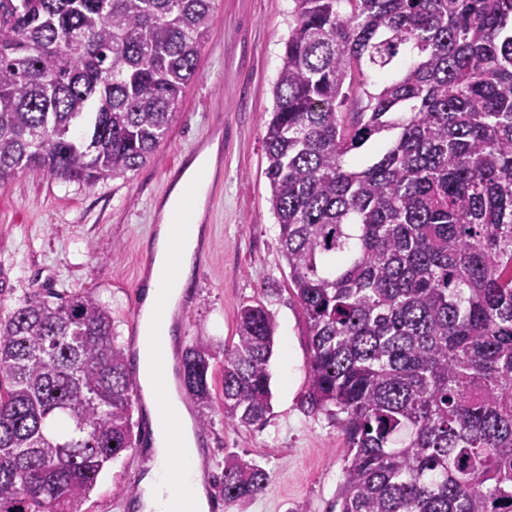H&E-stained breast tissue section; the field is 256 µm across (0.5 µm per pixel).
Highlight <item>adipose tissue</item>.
I'll return each instance as SVG.
<instances>
[{"label":"adipose tissue","mask_w":512,"mask_h":512,"mask_svg":"<svg viewBox=\"0 0 512 512\" xmlns=\"http://www.w3.org/2000/svg\"><path fill=\"white\" fill-rule=\"evenodd\" d=\"M216 148L207 149L184 173L170 200L153 244L149 286L143 301L139 371L146 395L159 420L155 432L154 461L142 484V512H208L200 459L189 415L173 388L158 377L159 355L168 352L173 312L193 276V253L200 237L198 223L210 183L211 160ZM175 418L180 447L170 442L167 418Z\"/></svg>","instance_id":"adipose-tissue-1"}]
</instances>
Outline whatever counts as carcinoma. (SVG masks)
Returning a JSON list of instances; mask_svg holds the SVG:
<instances>
[{"instance_id":"carcinoma-1","label":"carcinoma","mask_w":512,"mask_h":512,"mask_svg":"<svg viewBox=\"0 0 512 512\" xmlns=\"http://www.w3.org/2000/svg\"><path fill=\"white\" fill-rule=\"evenodd\" d=\"M212 2L0 0V186L143 166ZM293 3L265 174L304 403L345 440L339 512H512V0ZM276 328L242 305L233 345L176 363L184 399L212 402L219 363L227 423L264 425ZM133 387L91 294L35 293L0 321V512H77L134 447ZM267 481L229 454L217 487L244 505Z\"/></svg>"}]
</instances>
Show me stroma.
<instances>
[{
  "mask_svg": "<svg viewBox=\"0 0 512 512\" xmlns=\"http://www.w3.org/2000/svg\"><path fill=\"white\" fill-rule=\"evenodd\" d=\"M212 6L197 76L146 165L92 186L20 175L0 189V320L44 288L91 294L110 310L117 343L129 345L134 298L161 219L155 203L177 184L167 167L175 156H191L210 125L223 124L218 155L224 163L207 189L201 245L177 333L186 346L200 339L231 344L241 305L253 302L274 314L277 329L269 362L271 411L263 426L226 424L220 366L209 373L205 477L221 475L225 455L236 452L263 466L269 479L246 506L232 504L227 512H337L344 438L334 421L303 404L309 340L265 176L263 138L293 3L213 0ZM146 460L145 448L135 447L111 462L79 512H128L122 498L138 496Z\"/></svg>",
  "mask_w": 512,
  "mask_h": 512,
  "instance_id": "obj_1",
  "label": "stroma"
}]
</instances>
